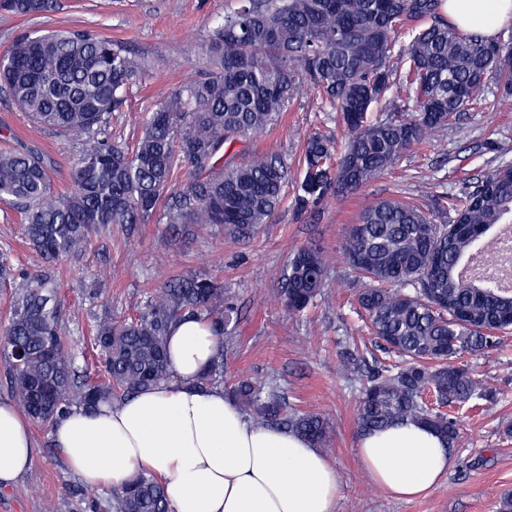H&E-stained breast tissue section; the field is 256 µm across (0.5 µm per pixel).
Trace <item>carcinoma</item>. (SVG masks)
I'll return each mask as SVG.
<instances>
[{
    "instance_id": "cac0c4a2",
    "label": "carcinoma",
    "mask_w": 512,
    "mask_h": 512,
    "mask_svg": "<svg viewBox=\"0 0 512 512\" xmlns=\"http://www.w3.org/2000/svg\"><path fill=\"white\" fill-rule=\"evenodd\" d=\"M54 0H0V12L28 16ZM443 0H240L213 29L216 69L157 100L131 147L112 140V113L126 101L144 66L125 47L88 29L22 34L0 56V86L36 125L76 141L78 158L66 192L31 151L0 152V200L23 214L30 244L46 260L34 272L0 254V289L9 293L0 358L20 411L50 427L74 408L121 405L170 378L171 327L204 316L222 336L233 321L224 284L182 274L121 321L99 318L92 340L98 374L74 366L55 306L56 267L114 224H218L248 236L282 201L290 166L281 155L243 159L232 150L275 125L309 88L336 112L341 138L313 132L305 144L294 203L300 211L333 195L347 197L381 178L406 151L427 143L461 112L492 109L495 84L512 95V43L464 32ZM407 45L399 44L402 35ZM384 103L385 116L371 117ZM186 186L170 192L181 169ZM454 212L449 224L435 217ZM512 223V163L498 166L461 196L442 193L430 211L397 199L365 208L341 245L362 279L355 295L383 349L401 364L375 370L360 401L364 434L412 422L434 429L448 446L457 418L424 402L432 391L448 404L490 407L495 391L464 363L497 347L512 328V291L464 280L457 269L496 225ZM328 265L311 247L287 256L282 304L289 314L322 295ZM224 384V353L198 378ZM233 400L258 426H275L330 449L321 415L287 405L242 380ZM111 512H170L160 481L141 475L113 497Z\"/></svg>"
}]
</instances>
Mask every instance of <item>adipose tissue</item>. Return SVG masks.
<instances>
[{"instance_id":"obj_1","label":"adipose tissue","mask_w":512,"mask_h":512,"mask_svg":"<svg viewBox=\"0 0 512 512\" xmlns=\"http://www.w3.org/2000/svg\"><path fill=\"white\" fill-rule=\"evenodd\" d=\"M444 9L459 28L487 38L512 19V0H445ZM219 345L206 322L183 319L168 336L171 380L120 407L75 408L59 419L52 437L70 469L94 488L153 475L173 512H335L342 476L322 449L255 426L223 389L198 387ZM356 455L371 482L406 500L438 486L454 464L447 444L414 423L359 436ZM34 459L27 422L0 402V486Z\"/></svg>"}]
</instances>
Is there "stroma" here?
Listing matches in <instances>:
<instances>
[{"mask_svg": "<svg viewBox=\"0 0 512 512\" xmlns=\"http://www.w3.org/2000/svg\"><path fill=\"white\" fill-rule=\"evenodd\" d=\"M238 0H55L52 12L16 17L0 12V54L19 32L84 26L118 41L146 64L123 111L112 116L113 137L133 143L136 115L158 96L209 68L208 35L215 21ZM336 133L333 115L313 93L297 97L282 121L257 134L249 155L281 152L298 166L306 132ZM0 150L44 154L54 189L70 186L78 155L75 142L32 127L23 112L0 92ZM512 162V98L494 112H467L437 131L430 143L402 155L390 173L355 194L329 197L315 212L294 206L285 189L268 224L242 238L209 224L152 221L92 239L60 269L59 298L63 335L77 368L89 344V327L104 313L128 316L153 289L174 275L206 274L224 284V300L237 320L224 335V382L276 385L297 408L324 415L332 424L328 456L342 475L336 512H498L500 497L512 492V438L502 434L512 421V333L498 349L467 357L477 377L496 388L498 402L487 410H462L463 427L451 452L455 465L423 497L394 498L377 487L359 466L355 448L356 414L363 378L354 371L357 349L374 337L359 320L352 301L359 287L340 248L348 225L363 208L397 197L427 208L443 192L462 194L494 170ZM319 249L329 266L321 297L300 315H288L280 300L287 253ZM0 250L12 262L36 270L43 260L23 238L20 214L0 201ZM35 461L15 484L0 488V512H91L92 501L107 502L109 488L74 494L80 478L66 465L49 428L32 426Z\"/></svg>", "mask_w": 512, "mask_h": 512, "instance_id": "35a3bbf8", "label": "stroma"}]
</instances>
